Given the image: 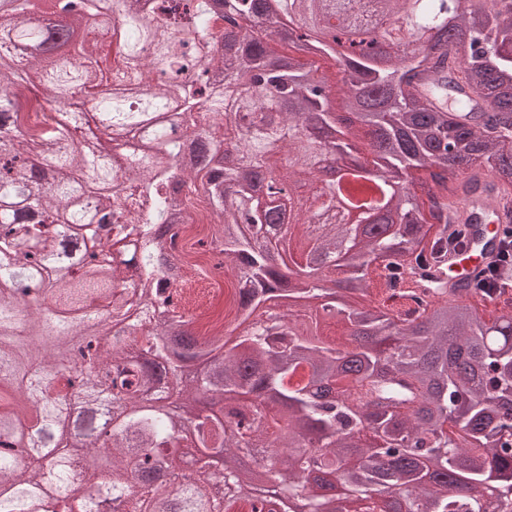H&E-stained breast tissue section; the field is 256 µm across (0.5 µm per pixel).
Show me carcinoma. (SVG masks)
Masks as SVG:
<instances>
[{"label":"carcinoma","mask_w":512,"mask_h":512,"mask_svg":"<svg viewBox=\"0 0 512 512\" xmlns=\"http://www.w3.org/2000/svg\"><path fill=\"white\" fill-rule=\"evenodd\" d=\"M501 2L372 0L389 18L451 5L443 30L417 31L382 63L333 35L336 0H278L276 22L269 0H147L145 15L126 0H15L0 15V512H56L83 486L87 512L111 497L123 512H240L251 500L385 512L393 497L408 512H480L487 490L495 512H512V313L475 312L507 287L488 272L398 292L415 314L385 305L398 278L448 246V211L481 170L512 195ZM20 88L56 113L31 136ZM199 112L212 123L197 124ZM97 124L98 154L79 144ZM319 127L337 134L343 161L327 190L360 211L357 225L318 223L319 192L294 199L323 162ZM131 134V151L103 142ZM455 168L468 179L450 180ZM191 186L217 221L227 303L243 315L192 343L160 260ZM299 226L315 273L287 262ZM99 250L121 260L100 264ZM89 291L112 305L114 330L94 321ZM47 295L57 305L46 314L32 303ZM332 324L371 344L325 341ZM71 351L81 369L53 373ZM75 386L90 407L105 387L122 407L99 445L58 448ZM101 448L112 458L103 485L88 465Z\"/></svg>","instance_id":"cac0c4a2"}]
</instances>
